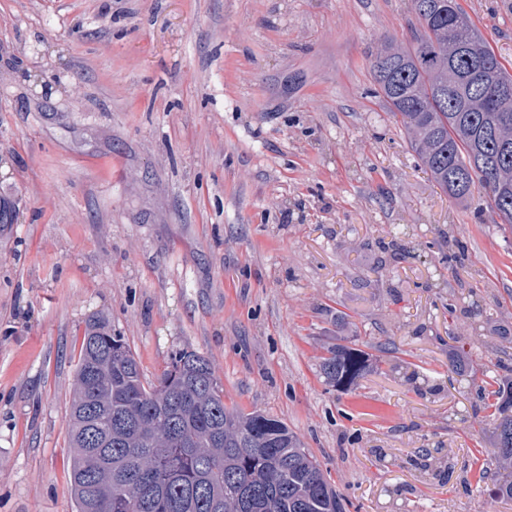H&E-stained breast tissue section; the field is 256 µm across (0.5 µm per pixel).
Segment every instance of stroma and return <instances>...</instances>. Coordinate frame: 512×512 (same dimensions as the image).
<instances>
[{
  "mask_svg": "<svg viewBox=\"0 0 512 512\" xmlns=\"http://www.w3.org/2000/svg\"><path fill=\"white\" fill-rule=\"evenodd\" d=\"M512 68V0H459ZM410 0H0V512H75L103 312L143 377L207 357L345 512H512L476 391L512 367V231L420 170L371 55ZM80 86V97L69 94ZM369 357L351 390L320 362Z\"/></svg>",
  "mask_w": 512,
  "mask_h": 512,
  "instance_id": "stroma-1",
  "label": "stroma"
}]
</instances>
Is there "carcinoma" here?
<instances>
[{
	"mask_svg": "<svg viewBox=\"0 0 512 512\" xmlns=\"http://www.w3.org/2000/svg\"><path fill=\"white\" fill-rule=\"evenodd\" d=\"M411 39H385L371 71L418 166L455 200L478 192L512 228V73L459 0H411ZM321 373L348 390L367 353L338 345ZM492 456L512 469V383L479 388ZM76 512H343L327 474L281 419L224 404L207 359L176 350L144 381L124 337L94 314L85 325L67 419Z\"/></svg>",
	"mask_w": 512,
	"mask_h": 512,
	"instance_id": "obj_1",
	"label": "carcinoma"
}]
</instances>
